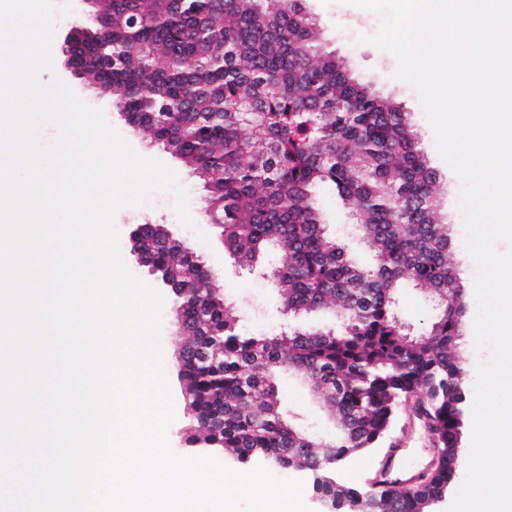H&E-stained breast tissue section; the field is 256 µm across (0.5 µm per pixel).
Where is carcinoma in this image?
I'll return each instance as SVG.
<instances>
[{"mask_svg": "<svg viewBox=\"0 0 512 512\" xmlns=\"http://www.w3.org/2000/svg\"><path fill=\"white\" fill-rule=\"evenodd\" d=\"M97 26L70 45L69 62L109 90L125 121L190 166L210 223L236 266L266 269L289 314L336 308L342 327L254 336L215 278L162 224L145 226L153 277L179 299L178 372L189 410L186 441L306 474L325 500L371 493L379 512H423L454 480L445 457L406 490L325 478L327 461L378 446L396 402L418 411L438 449L458 442L466 404L455 341L465 305L448 261L437 172L406 114L374 95L331 53L302 0H94ZM320 188L354 217L372 262L347 254L316 206ZM404 284L427 289L440 317L417 339L394 310ZM209 348L217 365L185 353ZM282 369L308 380L336 422L323 441L293 424L278 395Z\"/></svg>", "mask_w": 512, "mask_h": 512, "instance_id": "1", "label": "carcinoma"}]
</instances>
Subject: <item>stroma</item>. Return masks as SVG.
Wrapping results in <instances>:
<instances>
[{
    "instance_id": "35a3bbf8",
    "label": "stroma",
    "mask_w": 512,
    "mask_h": 512,
    "mask_svg": "<svg viewBox=\"0 0 512 512\" xmlns=\"http://www.w3.org/2000/svg\"><path fill=\"white\" fill-rule=\"evenodd\" d=\"M56 2L55 36L51 46L52 67L42 72V79H61L87 105L102 110L108 123L137 155L158 161L175 174L174 188L151 189L140 205H126L113 214L111 226L118 238L120 257L131 277L147 286L152 283L151 277L136 265L130 252L127 238L129 225L163 224L202 254L209 264L222 268L223 278L219 285L224 290L225 298L235 305L241 324L248 333L274 336L298 325L307 328L338 325L336 313L330 310L296 319L288 317L282 310L277 291L269 278L234 265L225 250L219 229L208 221L204 210L205 190L202 181L180 159L135 132L120 116L110 97L97 94L84 79L69 68L64 53L67 34L74 18L93 21L96 10L93 0ZM305 6L322 33L323 48L335 52L353 75L375 94L390 98L402 106L410 124L419 135L430 166L439 175V210L443 222L448 225L451 239L448 259L462 283L465 301V313L458 325L457 355L462 367V386L466 394H473L477 366L487 360L488 353L477 350L473 339L477 312V266L465 243L463 217L459 209L461 181L437 151L434 133L426 119L417 91L411 85L394 79L393 73L397 67L395 57L367 42L369 36L378 32L382 23L381 16L347 4L346 0H306ZM179 189L186 195L188 212L193 220L189 227L181 222L175 209V192ZM318 203L326 223L336 237L347 245L359 262H370L369 251L352 232L353 218L349 210L332 195L321 196ZM397 310L402 321L414 334L424 331L439 315L431 294L413 287L401 289ZM176 328L175 304L170 296H163L159 314V340L163 370L175 414L168 429V440L177 454L188 456L192 450L184 443L188 414L176 372L179 345ZM278 389L288 409L295 413L300 426L323 440L334 436L335 425L325 405L312 396L302 377L287 371L282 372L278 379ZM385 446L384 452L365 453L349 458L337 474L339 481L349 485L374 481L388 460L403 465L414 475L428 467L434 454V440L417 413L416 399H408L399 406Z\"/></svg>"
}]
</instances>
